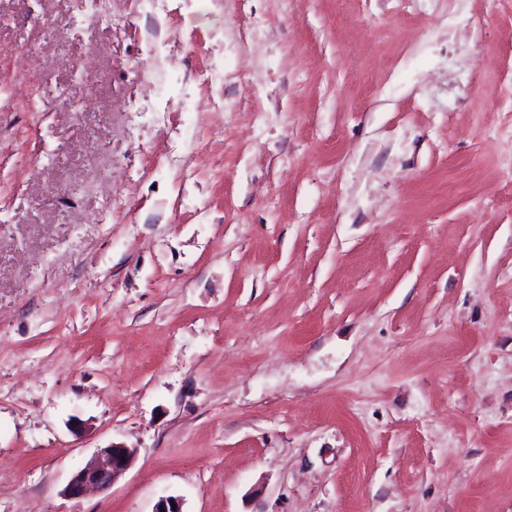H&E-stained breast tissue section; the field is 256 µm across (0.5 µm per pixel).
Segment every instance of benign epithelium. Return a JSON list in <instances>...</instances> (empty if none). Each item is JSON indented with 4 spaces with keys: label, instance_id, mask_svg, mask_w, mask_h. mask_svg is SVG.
Listing matches in <instances>:
<instances>
[{
    "label": "benign epithelium",
    "instance_id": "1",
    "mask_svg": "<svg viewBox=\"0 0 512 512\" xmlns=\"http://www.w3.org/2000/svg\"><path fill=\"white\" fill-rule=\"evenodd\" d=\"M135 457L136 449L122 444L98 449L95 457L71 476L63 494L76 498L89 489H110L115 480L131 467ZM153 512H183L182 500L177 496H164L156 502Z\"/></svg>",
    "mask_w": 512,
    "mask_h": 512
}]
</instances>
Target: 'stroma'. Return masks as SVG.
<instances>
[{
    "label": "stroma",
    "mask_w": 512,
    "mask_h": 512,
    "mask_svg": "<svg viewBox=\"0 0 512 512\" xmlns=\"http://www.w3.org/2000/svg\"><path fill=\"white\" fill-rule=\"evenodd\" d=\"M89 11L0 0V512H512V0ZM135 457V449L122 444H112L98 449L95 457L71 476L63 494L76 498L89 489H110L115 480L131 467ZM122 459H125V462H122Z\"/></svg>",
    "instance_id": "35a3bbf8"
}]
</instances>
